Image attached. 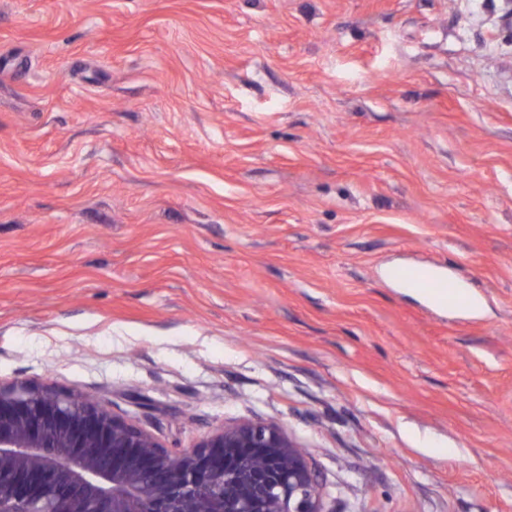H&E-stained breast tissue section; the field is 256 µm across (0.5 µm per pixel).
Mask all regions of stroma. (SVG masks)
<instances>
[{
	"label": "stroma",
	"mask_w": 512,
	"mask_h": 512,
	"mask_svg": "<svg viewBox=\"0 0 512 512\" xmlns=\"http://www.w3.org/2000/svg\"><path fill=\"white\" fill-rule=\"evenodd\" d=\"M501 8L0 0V380L277 424L327 512H512ZM461 278L457 275H444L443 273H433L423 280L417 282L418 288H424L425 296H431L437 288H448V290H458L461 288Z\"/></svg>",
	"instance_id": "1"
}]
</instances>
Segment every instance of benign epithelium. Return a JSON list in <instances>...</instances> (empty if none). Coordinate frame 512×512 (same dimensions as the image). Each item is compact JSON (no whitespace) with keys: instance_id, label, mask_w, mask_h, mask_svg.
Instances as JSON below:
<instances>
[{"instance_id":"benign-epithelium-1","label":"benign epithelium","mask_w":512,"mask_h":512,"mask_svg":"<svg viewBox=\"0 0 512 512\" xmlns=\"http://www.w3.org/2000/svg\"><path fill=\"white\" fill-rule=\"evenodd\" d=\"M0 512H326L276 425L221 427L179 451L97 397L0 382Z\"/></svg>"}]
</instances>
